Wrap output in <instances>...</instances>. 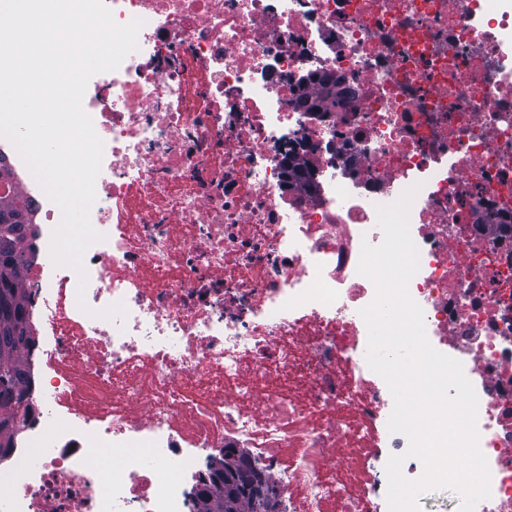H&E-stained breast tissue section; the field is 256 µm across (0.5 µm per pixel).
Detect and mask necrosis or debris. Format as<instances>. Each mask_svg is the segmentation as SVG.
Returning <instances> with one entry per match:
<instances>
[{
  "instance_id": "necrosis-or-debris-1",
  "label": "necrosis or debris",
  "mask_w": 512,
  "mask_h": 512,
  "mask_svg": "<svg viewBox=\"0 0 512 512\" xmlns=\"http://www.w3.org/2000/svg\"><path fill=\"white\" fill-rule=\"evenodd\" d=\"M104 3L143 26L83 99L103 142L83 272L54 263L62 211L0 137V200L35 206L19 286L41 338L0 512H194L223 448L281 512H388L408 440L357 268L412 187L409 293L478 396L475 512H512V0ZM325 80L340 104L300 107Z\"/></svg>"
}]
</instances>
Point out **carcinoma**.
<instances>
[{"instance_id": "1", "label": "carcinoma", "mask_w": 512, "mask_h": 512, "mask_svg": "<svg viewBox=\"0 0 512 512\" xmlns=\"http://www.w3.org/2000/svg\"><path fill=\"white\" fill-rule=\"evenodd\" d=\"M30 206L21 199L0 202V290L9 292L12 298L11 319L13 324L0 329V431H21L25 417L19 415L27 393L32 389L31 370L18 363V356L29 345L31 329L27 312L18 288L22 252L19 243L28 235ZM232 459L233 470L223 480L215 481L207 490L198 494L196 512H269L266 502L254 496H246L240 488L254 476V468L248 455L234 451L224 452Z\"/></svg>"}]
</instances>
